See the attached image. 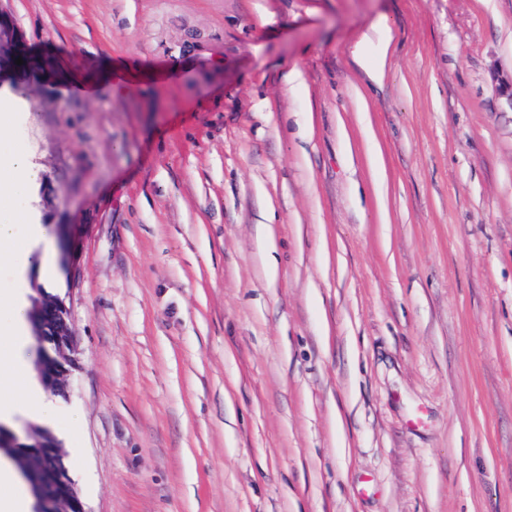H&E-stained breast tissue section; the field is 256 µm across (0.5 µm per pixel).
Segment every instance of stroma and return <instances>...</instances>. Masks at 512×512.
<instances>
[{"label":"stroma","mask_w":512,"mask_h":512,"mask_svg":"<svg viewBox=\"0 0 512 512\" xmlns=\"http://www.w3.org/2000/svg\"><path fill=\"white\" fill-rule=\"evenodd\" d=\"M0 12L39 55L0 166L28 149L71 310L46 427L87 512H512V0ZM377 42L381 48L379 59L374 65L365 64V49L369 44ZM393 35L388 17L383 13L376 14L369 23L359 29L350 44V53L364 70L367 78L374 83H380L384 74L387 56L392 50Z\"/></svg>","instance_id":"1"}]
</instances>
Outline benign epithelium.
Wrapping results in <instances>:
<instances>
[{
	"label": "benign epithelium",
	"instance_id": "benign-epithelium-1",
	"mask_svg": "<svg viewBox=\"0 0 512 512\" xmlns=\"http://www.w3.org/2000/svg\"><path fill=\"white\" fill-rule=\"evenodd\" d=\"M19 58L23 60L21 65L15 64ZM33 67L31 49L21 39L10 18L0 11V84L6 79L26 77ZM41 336L51 347V352L41 356L42 369L49 381L65 395L68 392L65 382L74 366V358L71 314L63 301L55 300L52 322L50 326L43 327ZM61 480L65 489L53 494L43 481L41 469L36 468L26 476V481L38 486L42 493V497L37 499L39 512H88L65 468L62 469Z\"/></svg>",
	"mask_w": 512,
	"mask_h": 512
}]
</instances>
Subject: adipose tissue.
<instances>
[{
    "instance_id": "adipose-tissue-1",
    "label": "adipose tissue",
    "mask_w": 512,
    "mask_h": 512,
    "mask_svg": "<svg viewBox=\"0 0 512 512\" xmlns=\"http://www.w3.org/2000/svg\"><path fill=\"white\" fill-rule=\"evenodd\" d=\"M372 43L380 46L382 57L369 66L365 63V49ZM392 46L393 35L389 20L385 14L379 13L355 33L350 44V53L354 60L363 63L367 78L371 82L378 83L381 82L384 74V58L389 55ZM0 307L10 311V322L5 326L0 325V335L8 337L14 347L10 355L0 358V380L7 376L12 377L23 396L25 405L36 411L43 420H52L56 415L53 405L44 399L38 383L30 376L18 353L25 339L29 304L20 294L0 290Z\"/></svg>"
}]
</instances>
